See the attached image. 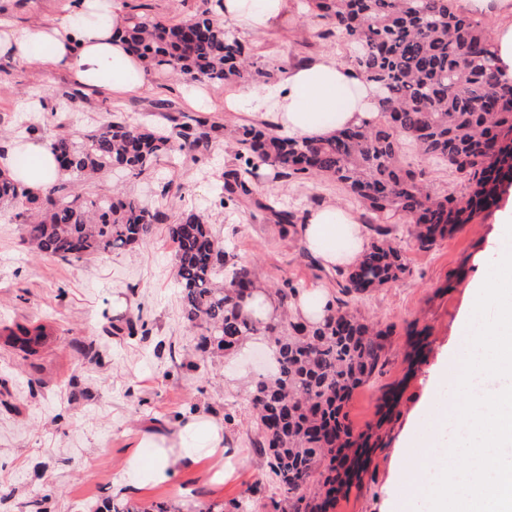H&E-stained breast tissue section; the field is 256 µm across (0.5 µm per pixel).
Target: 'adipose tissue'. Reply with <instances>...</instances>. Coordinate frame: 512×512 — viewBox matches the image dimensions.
Instances as JSON below:
<instances>
[{"instance_id":"1","label":"adipose tissue","mask_w":512,"mask_h":512,"mask_svg":"<svg viewBox=\"0 0 512 512\" xmlns=\"http://www.w3.org/2000/svg\"><path fill=\"white\" fill-rule=\"evenodd\" d=\"M468 11L496 19V64L502 80L512 81V0H460ZM218 13L229 20L248 15L247 30L274 27L288 13V0H221ZM128 15L124 0H70L48 23L0 21V55L68 75L76 84L115 102L141 94L150 84L151 69L127 49ZM375 90L354 68L322 56L289 69L272 85L228 93V112L262 114L278 132L291 138L318 140L369 116ZM25 167L26 187L42 192L57 170L48 140L26 143L22 157L6 153L0 167ZM307 250L324 267L346 269L366 251L358 216L333 203L310 211L299 228Z\"/></svg>"}]
</instances>
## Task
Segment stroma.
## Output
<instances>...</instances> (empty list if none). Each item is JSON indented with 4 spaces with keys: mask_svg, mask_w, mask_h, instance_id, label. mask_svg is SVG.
<instances>
[{
    "mask_svg": "<svg viewBox=\"0 0 512 512\" xmlns=\"http://www.w3.org/2000/svg\"><path fill=\"white\" fill-rule=\"evenodd\" d=\"M66 3L0 0V16L19 24L43 21ZM289 4L287 19L275 30L251 33L233 26L259 63L279 77L323 53L348 61L352 48L346 39L318 38L302 0ZM186 80L164 67L153 72L148 92L127 98L121 107L88 92L75 109L63 110L57 106L60 95L72 87L66 76L43 74L2 56L0 147L13 146L32 123L47 136L62 125L79 138L117 110L135 123L163 125L155 100H170L176 112L190 111L180 91ZM31 99L41 101L42 111H22ZM400 158L434 193L465 196L464 184L448 167L406 145ZM232 160L219 141L198 161L165 162L155 175L139 179L116 171L100 181L99 189L120 187L160 208L169 221L198 213L236 262L252 268L260 284L285 279L314 283L332 300H346L354 314L394 325L385 363L345 408L350 424L358 431L375 425L382 395L399 383L404 391L381 433L380 447L369 452L367 474L339 500L336 512H410V497L397 484L396 471L417 462L416 446L431 420L426 399L434 381L456 366L470 292L488 274L494 256L491 239L505 229L512 188L496 208L429 248L398 235L409 275L346 299L337 281L320 276L298 233L281 235L277 225L221 205L215 175ZM166 182L172 189L165 195L161 186ZM255 189L257 196L271 192L305 210L316 202L361 209L346 192L320 182L282 180L271 189L260 182ZM119 320L134 321L133 332H113ZM33 321L52 330L50 342L35 355L16 350L0 335V512H97L113 497L164 501L171 512H197L209 501L223 503L224 512H286L287 502L269 479V458L257 446L249 405L250 384L265 367L263 343L256 337L215 355L196 350L176 285L166 224L154 225L146 245L61 261L31 253L21 227L0 218V328ZM411 321L426 331L429 347L410 376L405 326ZM191 361L196 369H188ZM191 416L222 426V449L196 448L195 467L177 468L170 483L145 480L130 486V455L138 454L142 467L150 468L156 454L153 441L172 437Z\"/></svg>",
    "mask_w": 512,
    "mask_h": 512,
    "instance_id": "35a3bbf8",
    "label": "stroma"
}]
</instances>
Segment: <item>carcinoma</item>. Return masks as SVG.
<instances>
[{
    "mask_svg": "<svg viewBox=\"0 0 512 512\" xmlns=\"http://www.w3.org/2000/svg\"><path fill=\"white\" fill-rule=\"evenodd\" d=\"M321 21L317 36H346L356 45L350 65L377 90L376 114L323 142L288 138L268 124L235 125L225 133L238 163L225 167L221 204L259 211L278 225L302 224L306 215L255 195L252 178L269 167L278 178L331 181L359 201L380 239L349 270L341 293L372 292L409 273L404 251L387 236L394 217L410 225L420 248L456 233L496 205L512 183V83L497 75L491 30L459 13L452 0H304ZM201 9L186 23H161L131 14L132 52L157 66L177 64L195 80L247 81L251 49ZM166 110L167 126L151 129L114 115L83 139L50 137L55 163L66 179L44 194L26 190L24 172L0 171V204L23 227V242L37 253L70 260L148 243L165 214L135 197L82 193L77 186L114 168L149 176L178 149L197 159L210 151L224 124L214 116ZM456 172L466 200L433 194L401 165L398 137ZM177 287L185 315L198 333L197 349L230 351L249 336L269 340L274 370L252 385L253 423L261 451L270 457L288 512H333L338 496L367 473L362 456L380 439L354 433L344 408L355 389L382 367L390 329L339 306L318 323L289 315L303 288L286 279L272 292L282 315L265 319L240 305V291L260 289L252 269L232 261L204 218L187 213L168 227ZM26 355L48 337L45 326L8 330ZM105 512H167L162 505L110 500Z\"/></svg>",
    "mask_w": 512,
    "mask_h": 512,
    "instance_id": "cac0c4a2",
    "label": "carcinoma"
}]
</instances>
